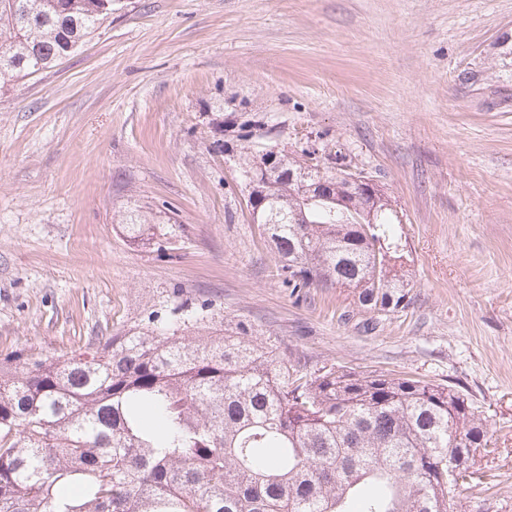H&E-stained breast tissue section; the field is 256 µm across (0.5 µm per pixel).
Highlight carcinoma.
Instances as JSON below:
<instances>
[{
    "label": "carcinoma",
    "mask_w": 512,
    "mask_h": 512,
    "mask_svg": "<svg viewBox=\"0 0 512 512\" xmlns=\"http://www.w3.org/2000/svg\"><path fill=\"white\" fill-rule=\"evenodd\" d=\"M112 14V0H0V86L49 69ZM238 162L294 289L351 288L377 316L405 308L389 280L397 214L336 207L346 177L271 150ZM336 180L335 196L310 201ZM132 239L150 230L125 216ZM210 305L56 359L0 362V512H454L461 463L488 455L484 411L450 385L335 366L311 371L237 336H187Z\"/></svg>",
    "instance_id": "carcinoma-1"
}]
</instances>
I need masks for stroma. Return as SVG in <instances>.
I'll list each match as a JSON object with an SVG mask.
<instances>
[{"label":"stroma","mask_w":512,"mask_h":512,"mask_svg":"<svg viewBox=\"0 0 512 512\" xmlns=\"http://www.w3.org/2000/svg\"><path fill=\"white\" fill-rule=\"evenodd\" d=\"M271 148L380 185L404 310L283 284L236 168ZM135 205L146 246L119 229ZM204 301L210 335L467 393L497 449L456 512H512V0H114L76 52L0 88V359Z\"/></svg>","instance_id":"obj_1"}]
</instances>
